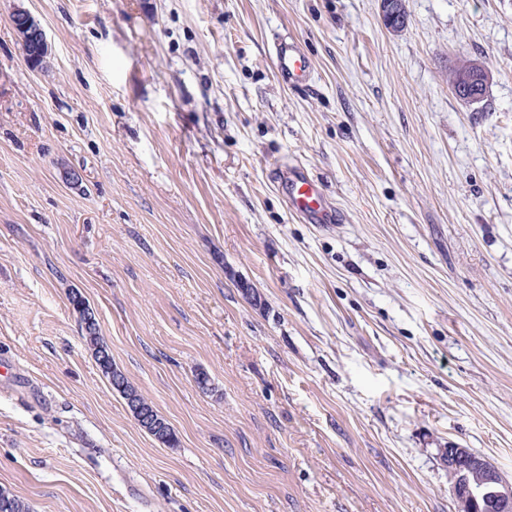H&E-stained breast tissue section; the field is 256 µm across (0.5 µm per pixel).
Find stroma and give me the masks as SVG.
Here are the masks:
<instances>
[{
    "label": "stroma",
    "instance_id": "obj_1",
    "mask_svg": "<svg viewBox=\"0 0 512 512\" xmlns=\"http://www.w3.org/2000/svg\"><path fill=\"white\" fill-rule=\"evenodd\" d=\"M406 12L394 34L380 0H0V489L31 512H455L448 447L512 482V0ZM288 37L309 86L274 71ZM460 57L481 102L448 85ZM292 168L334 223L291 215ZM72 288L179 447L112 391ZM11 24L19 37L22 49L30 45L37 47L39 70H46L50 65L49 45L46 32L40 20L26 10H16L10 18ZM272 63L278 77L286 84L303 85L312 78L311 59L295 39L280 38L274 42ZM473 61L470 59L460 58L456 64L448 69V85L455 91L462 77L472 69ZM488 71L482 64H477L470 74L464 78L457 93L465 101L472 103L482 98L484 90L487 86Z\"/></svg>",
    "mask_w": 512,
    "mask_h": 512
}]
</instances>
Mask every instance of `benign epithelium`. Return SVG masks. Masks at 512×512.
<instances>
[{"instance_id": "1", "label": "benign epithelium", "mask_w": 512, "mask_h": 512, "mask_svg": "<svg viewBox=\"0 0 512 512\" xmlns=\"http://www.w3.org/2000/svg\"><path fill=\"white\" fill-rule=\"evenodd\" d=\"M381 18L384 26L395 31L405 21L404 7L401 0H381ZM11 24L19 37L22 49L29 46L37 47L39 69L45 70L50 65L49 45L46 32L40 20L30 12L16 10L10 18ZM488 71L481 64L464 78L457 89V94L466 101L475 103L484 94L487 86ZM442 455L448 462V471L452 474L462 472L472 474L476 485L470 481H455L450 490L456 505V512H481L479 497L481 490H489L496 505V512H512V483L505 479L502 473L484 458L469 452L465 448H445Z\"/></svg>"}]
</instances>
